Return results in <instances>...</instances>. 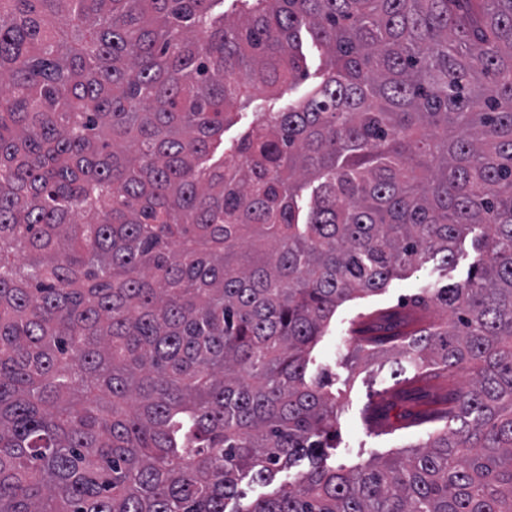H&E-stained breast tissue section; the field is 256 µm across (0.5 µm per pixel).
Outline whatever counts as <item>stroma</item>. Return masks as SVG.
Listing matches in <instances>:
<instances>
[{"label": "stroma", "mask_w": 512, "mask_h": 512, "mask_svg": "<svg viewBox=\"0 0 512 512\" xmlns=\"http://www.w3.org/2000/svg\"><path fill=\"white\" fill-rule=\"evenodd\" d=\"M478 255L470 243L458 245L453 263L441 258L427 260L405 277L390 281L380 294L355 298L339 305L330 325L311 352L310 371L328 369L336 396V446L330 451L331 465L352 470L376 458L398 456L405 446L417 443L419 434L408 428L409 415L424 413L449 394L464 389L467 372L435 371L424 375L422 386L411 394L393 390L391 367L379 368L364 361H348L359 339L351 327L362 314L377 308L413 312V295L425 288H440L464 282Z\"/></svg>", "instance_id": "35a3bbf8"}]
</instances>
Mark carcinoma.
<instances>
[{"mask_svg": "<svg viewBox=\"0 0 512 512\" xmlns=\"http://www.w3.org/2000/svg\"><path fill=\"white\" fill-rule=\"evenodd\" d=\"M306 43L318 84L260 109ZM471 233L448 320L372 313L354 355L470 371L461 427L328 465L309 354L336 308ZM243 499L512 512V0H0V512ZM308 57V67L310 75L308 79L298 84L292 91L286 93L276 102L274 112L288 108V105L293 104L299 99L304 98L312 88L313 84L318 80L317 73L321 62V54L311 44L306 48ZM311 468V460L308 456H303L298 459L289 469H284L282 473H280L276 479V481L267 486L265 484L254 483L251 484L250 488L246 486L247 480L244 482L245 489L248 492L249 499H256L261 496H265L266 494L272 493L274 489L278 487L280 481L293 479L298 473L306 472Z\"/></svg>", "mask_w": 512, "mask_h": 512, "instance_id": "carcinoma-1", "label": "carcinoma"}]
</instances>
